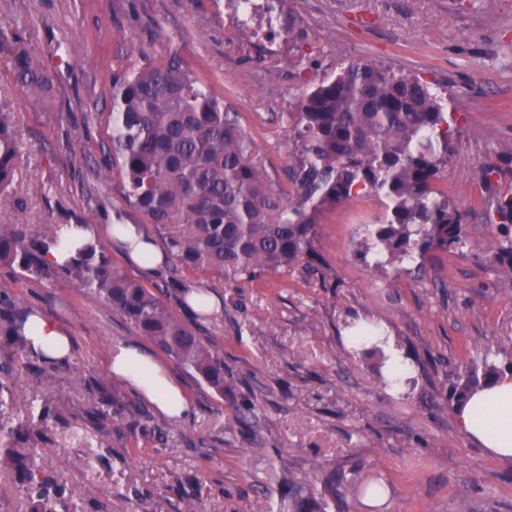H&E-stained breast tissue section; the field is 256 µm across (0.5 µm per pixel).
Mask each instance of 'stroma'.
Segmentation results:
<instances>
[{"label": "stroma", "instance_id": "1", "mask_svg": "<svg viewBox=\"0 0 512 512\" xmlns=\"http://www.w3.org/2000/svg\"><path fill=\"white\" fill-rule=\"evenodd\" d=\"M310 37L297 58L287 36L259 30L242 42L224 0H0V28L55 75L51 98L31 104L0 50V111L9 112L23 157L11 220L33 235L49 224H139L104 165L112 74L135 59L177 53L227 111L236 113L270 182L287 186L288 114L307 85L355 60L419 76L456 121L453 155L437 187L463 215L462 245L422 261L376 266L358 254L383 220L375 196L326 209L314 272L302 266L258 280L187 272L188 288H216L221 306L190 323L229 370L223 394L176 375L194 403L174 420L151 409L146 424L111 447L81 438L84 379L109 381L119 343L148 341L111 308L62 278L36 280L0 264V287L71 336L67 367L42 383L23 371L0 424L50 405L45 464L83 512H185L177 477L196 479L202 512H275L270 491L286 475L352 471L387 488L381 505L340 484L335 512H512V462L487 456L458 429L449 396L458 374L485 354L512 362V279L491 261L501 235L488 223L512 190V0H284ZM499 170L485 183L482 166ZM380 324L415 377L388 389L380 358L354 352L343 331ZM254 416L243 417L247 401Z\"/></svg>", "mask_w": 512, "mask_h": 512}]
</instances>
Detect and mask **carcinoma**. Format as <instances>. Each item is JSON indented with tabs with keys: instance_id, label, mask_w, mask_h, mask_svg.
I'll return each mask as SVG.
<instances>
[{
	"instance_id": "obj_1",
	"label": "carcinoma",
	"mask_w": 512,
	"mask_h": 512,
	"mask_svg": "<svg viewBox=\"0 0 512 512\" xmlns=\"http://www.w3.org/2000/svg\"><path fill=\"white\" fill-rule=\"evenodd\" d=\"M267 24L301 48L309 32L293 10H268ZM10 67L39 104L53 78L36 54L20 50ZM291 189L263 176L250 143L224 102L202 88L177 55L143 58L112 74V112L107 115L108 158L119 172L125 206L156 226L173 259L171 285L187 294L184 270L256 280L296 264L311 266L318 217L329 206L372 193L385 207L383 223L360 244L378 265L414 261L462 243V214L435 180L452 156V129L441 95L415 76L369 61H355L306 91L288 113ZM21 156L8 115L0 113V262L35 279L56 268L44 261L62 225L42 239L30 238L10 220L12 185ZM487 222L505 229L491 262L512 277V191L497 197ZM62 275L104 300L112 312L151 340L178 366L224 394V357L177 319L161 296L89 247ZM32 310L0 288V335L28 349L24 325ZM18 364L0 357V408L12 403ZM499 370L484 359L480 370L457 376L452 399L460 402ZM86 410L104 440L125 437L126 416L148 410L122 390L93 380ZM108 410H103V407ZM48 410L37 420L0 426V466L12 468L28 512H81L54 475L39 462L49 430ZM278 512H331L336 476L311 483L291 477L279 485Z\"/></svg>"
}]
</instances>
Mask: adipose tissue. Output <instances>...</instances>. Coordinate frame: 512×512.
I'll list each match as a JSON object with an SVG mask.
<instances>
[{"instance_id": "adipose-tissue-1", "label": "adipose tissue", "mask_w": 512, "mask_h": 512, "mask_svg": "<svg viewBox=\"0 0 512 512\" xmlns=\"http://www.w3.org/2000/svg\"><path fill=\"white\" fill-rule=\"evenodd\" d=\"M109 240L139 271L151 277L159 272L163 256L148 232L133 224H87L70 237L52 245L45 259L52 265H63L87 246ZM25 334L29 350L57 362L71 354V338L53 319L37 315ZM344 344L353 350L377 345L385 354L383 372L395 380L397 389H404L413 379L414 370L403 351L394 347L388 336L373 341H357L355 331H348ZM110 375L122 381L157 405L168 417L181 420L190 416L193 403L177 378L149 351L136 344H120L112 349L108 363ZM461 432L489 456L499 460L512 459V371L500 372L486 387L473 392L468 401L456 410Z\"/></svg>"}]
</instances>
